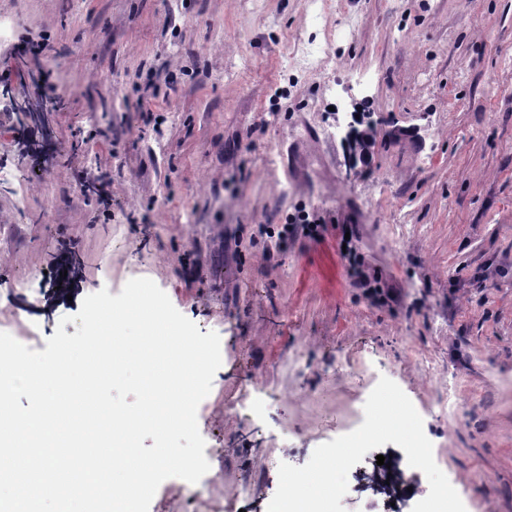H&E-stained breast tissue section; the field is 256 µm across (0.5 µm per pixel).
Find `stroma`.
I'll return each instance as SVG.
<instances>
[{
	"label": "stroma",
	"mask_w": 512,
	"mask_h": 512,
	"mask_svg": "<svg viewBox=\"0 0 512 512\" xmlns=\"http://www.w3.org/2000/svg\"><path fill=\"white\" fill-rule=\"evenodd\" d=\"M318 7L316 25L306 0H0V332L45 350L86 296L145 277L219 335L210 469L149 512H267L266 457L305 465L383 376L466 512H512V0ZM310 42L320 66L291 58ZM358 116L377 125L364 160L344 140ZM301 214L321 241L257 231ZM345 224L381 301L350 279ZM379 454L411 473L395 444L366 453L345 512H384L360 479Z\"/></svg>",
	"instance_id": "stroma-1"
}]
</instances>
